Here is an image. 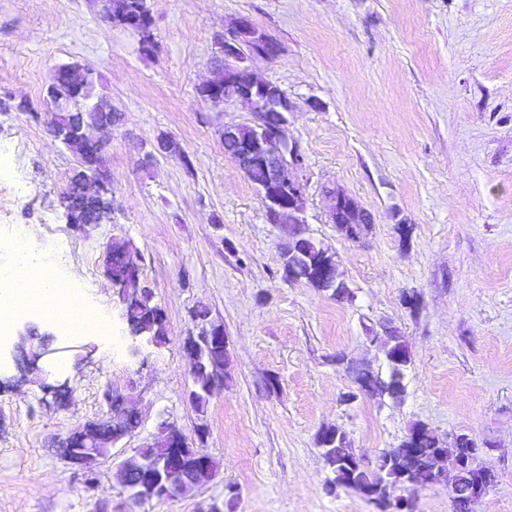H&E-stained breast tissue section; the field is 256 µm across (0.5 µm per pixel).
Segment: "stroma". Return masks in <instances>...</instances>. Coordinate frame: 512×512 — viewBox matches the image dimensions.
Segmentation results:
<instances>
[{
	"label": "stroma",
	"mask_w": 512,
	"mask_h": 512,
	"mask_svg": "<svg viewBox=\"0 0 512 512\" xmlns=\"http://www.w3.org/2000/svg\"><path fill=\"white\" fill-rule=\"evenodd\" d=\"M155 51L104 19L95 0H0V238L25 239L109 322L111 336L60 333L30 315L0 340V512H378L333 490L317 444L342 431L366 462L411 426L465 435L495 482L473 512H512V0H148ZM248 17L280 55L247 62L280 85L288 136L304 163L305 228L336 255L350 293L335 300L285 279V231L268 223L247 176L224 152L240 104L203 102L214 43ZM93 72L118 117L100 171L109 221L80 229L64 199L80 157L51 134L56 67ZM182 156L163 152L161 138ZM373 217L346 239L323 190ZM129 243L140 287L168 339H131L103 273ZM224 329L231 366L206 416L188 399L182 342L194 309ZM52 333L36 372L13 360L25 326ZM393 327L411 362L401 402L359 393L347 361L386 370L373 337ZM128 397L138 428L83 468L52 438L105 417V387ZM171 424L220 460L184 497L131 501L114 465ZM206 436H199V425ZM238 500H231V490Z\"/></svg>",
	"instance_id": "35a3bbf8"
}]
</instances>
